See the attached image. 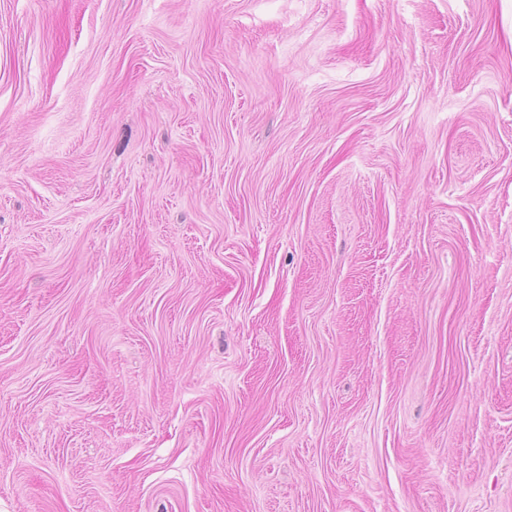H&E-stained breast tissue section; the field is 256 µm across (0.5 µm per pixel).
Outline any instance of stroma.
<instances>
[{
  "label": "stroma",
  "instance_id": "obj_1",
  "mask_svg": "<svg viewBox=\"0 0 512 512\" xmlns=\"http://www.w3.org/2000/svg\"><path fill=\"white\" fill-rule=\"evenodd\" d=\"M0 512H512V0H0Z\"/></svg>",
  "mask_w": 512,
  "mask_h": 512
}]
</instances>
